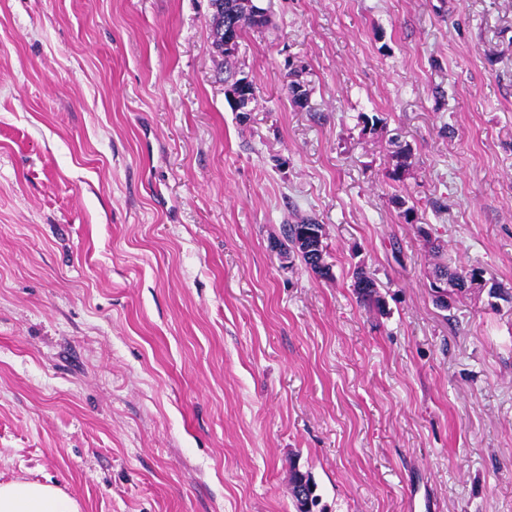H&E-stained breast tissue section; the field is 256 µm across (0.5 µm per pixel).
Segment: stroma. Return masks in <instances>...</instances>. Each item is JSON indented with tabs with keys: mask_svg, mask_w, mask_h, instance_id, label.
Returning <instances> with one entry per match:
<instances>
[{
	"mask_svg": "<svg viewBox=\"0 0 512 512\" xmlns=\"http://www.w3.org/2000/svg\"><path fill=\"white\" fill-rule=\"evenodd\" d=\"M261 5L244 121L208 0H0V478L295 512L297 469L321 512H512V298L431 288L512 290V0ZM303 217L330 278L275 246ZM226 93L233 112H242V117H248L249 112H252V98L256 95L255 86L251 78L244 72H235L231 77V83ZM256 100L255 96L254 103ZM476 270L477 269L472 268L465 271L464 269H459L457 267L452 268L447 263L437 264L434 268L433 276H442L448 279V282L443 279L434 281L433 288L436 289L435 293L437 301L441 305H448V289H446L448 288V284L457 288L459 291L465 290L466 288H474L472 287V283L467 279V276Z\"/></svg>",
	"mask_w": 512,
	"mask_h": 512,
	"instance_id": "1",
	"label": "stroma"
}]
</instances>
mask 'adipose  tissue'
<instances>
[{"label":"adipose tissue","instance_id":"ef3b65f1","mask_svg":"<svg viewBox=\"0 0 512 512\" xmlns=\"http://www.w3.org/2000/svg\"><path fill=\"white\" fill-rule=\"evenodd\" d=\"M0 512H79V506L53 485L14 480L0 482Z\"/></svg>","mask_w":512,"mask_h":512}]
</instances>
